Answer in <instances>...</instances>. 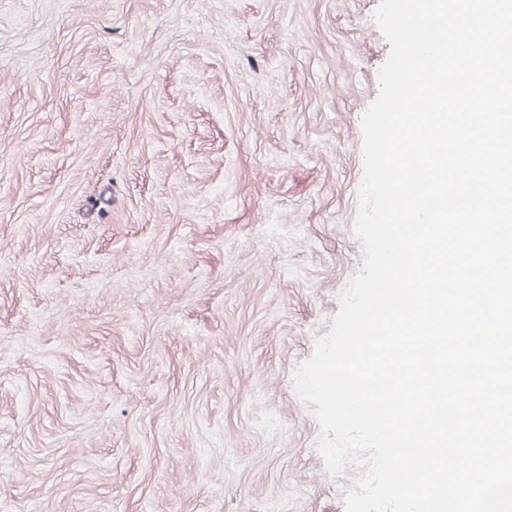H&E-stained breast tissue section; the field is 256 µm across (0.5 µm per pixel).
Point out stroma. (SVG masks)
<instances>
[{
	"label": "stroma",
	"mask_w": 512,
	"mask_h": 512,
	"mask_svg": "<svg viewBox=\"0 0 512 512\" xmlns=\"http://www.w3.org/2000/svg\"><path fill=\"white\" fill-rule=\"evenodd\" d=\"M380 0H0V512H346L294 377L364 264Z\"/></svg>",
	"instance_id": "stroma-1"
}]
</instances>
